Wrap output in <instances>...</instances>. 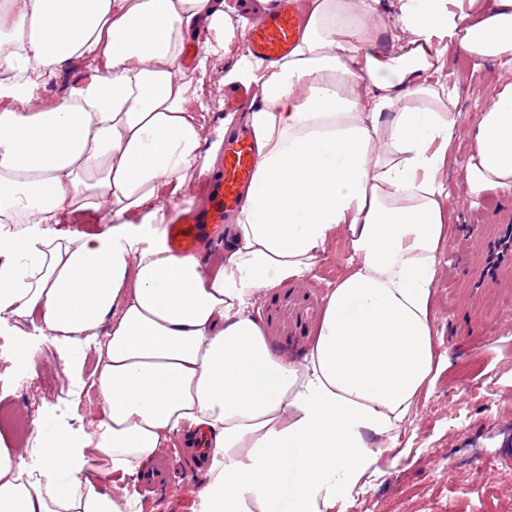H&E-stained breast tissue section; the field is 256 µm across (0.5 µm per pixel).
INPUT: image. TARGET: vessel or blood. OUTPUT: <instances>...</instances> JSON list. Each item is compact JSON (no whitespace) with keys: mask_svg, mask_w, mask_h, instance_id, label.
Instances as JSON below:
<instances>
[{"mask_svg":"<svg viewBox=\"0 0 512 512\" xmlns=\"http://www.w3.org/2000/svg\"><path fill=\"white\" fill-rule=\"evenodd\" d=\"M304 19L298 0H271L250 18L246 50L256 59L274 62L294 50ZM257 165L256 143L243 125L224 140L219 167L204 186L201 205L183 212L167 227V245L177 254L199 253L212 243L224 222L243 206ZM512 281V209L502 208L492 233L485 237L475 289L498 287Z\"/></svg>","mask_w":512,"mask_h":512,"instance_id":"vessel-or-blood-1","label":"vessel or blood"}]
</instances>
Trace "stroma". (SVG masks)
<instances>
[{"label":"stroma","instance_id":"35a3bbf8","mask_svg":"<svg viewBox=\"0 0 512 512\" xmlns=\"http://www.w3.org/2000/svg\"><path fill=\"white\" fill-rule=\"evenodd\" d=\"M243 0H224L237 22L224 56L210 60L202 101L208 143L219 140L227 115L242 121L257 109L253 90L221 85L225 71L246 53ZM496 64L459 52L449 55L442 77L458 94L460 130L450 151L454 165L445 174L448 222L452 231L439 249L440 275L432 312L436 355L443 369L419 398L398 433L395 447L383 450L377 470L364 487L341 496L334 512H512V290L474 299L469 273L478 248L479 224L495 207L512 205V191L491 190L470 198L462 166L471 143L466 135L495 92ZM345 256L343 245L329 246L313 272L260 297L253 309L277 355L302 359L320 323L329 285ZM36 346L34 374L16 365L17 347L9 330L0 331V406L43 419L51 426L79 427L100 411L90 387L93 356L73 355L45 343L38 317L23 319ZM168 478L150 487L136 477L124 485L130 512H199L193 487L203 475L184 469L185 450L164 452Z\"/></svg>","mask_w":512,"mask_h":512}]
</instances>
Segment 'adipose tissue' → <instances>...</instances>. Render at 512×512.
I'll list each match as a JSON object with an SVG mask.
<instances>
[{"instance_id":"obj_1","label":"adipose tissue","mask_w":512,"mask_h":512,"mask_svg":"<svg viewBox=\"0 0 512 512\" xmlns=\"http://www.w3.org/2000/svg\"><path fill=\"white\" fill-rule=\"evenodd\" d=\"M378 2L310 0L289 56L225 73L262 100L258 163L211 271L154 218L162 189L212 169L184 58L231 17L216 0H0V321L36 312L44 341L94 349L101 403L48 429L38 466L0 448V512H126L97 475H134L197 428L213 448L202 512H333L392 447L434 368L459 119L435 77L457 49L498 63L464 182L511 188L512 0ZM71 62L83 76L44 97ZM87 213L108 226L55 231ZM338 239L314 345L300 364L276 355L250 307Z\"/></svg>"}]
</instances>
